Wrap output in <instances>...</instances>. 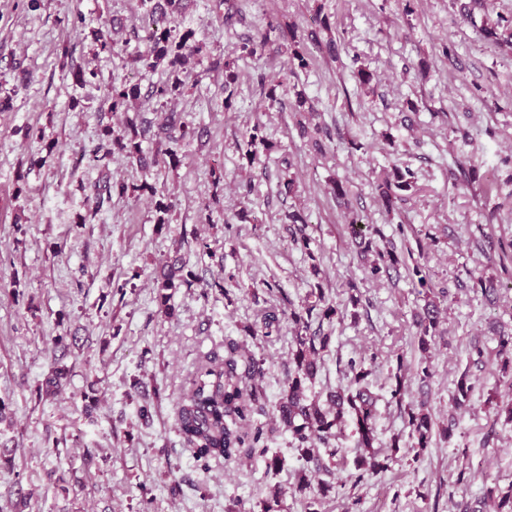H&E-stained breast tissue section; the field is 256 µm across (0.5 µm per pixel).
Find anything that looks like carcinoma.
<instances>
[{
  "label": "carcinoma",
  "mask_w": 512,
  "mask_h": 512,
  "mask_svg": "<svg viewBox=\"0 0 512 512\" xmlns=\"http://www.w3.org/2000/svg\"><path fill=\"white\" fill-rule=\"evenodd\" d=\"M169 12L167 18L159 22L149 32V46L131 56V62L145 72L162 69L166 78L153 86V97L166 103L186 93L187 85L183 78L189 60L194 56H202L206 52L203 42L196 39L192 29L181 28L177 17L183 13V0H166ZM483 30L487 38L500 39L499 29L512 24V18L499 12L484 8L482 18ZM288 53L290 59L298 60L299 66L307 65L306 54L300 50L295 30H288ZM238 72L234 60L224 61V106L232 103ZM140 97V86L125 84L120 87L111 86L104 104L108 111L117 114L125 112ZM148 131L145 120L128 117L125 123L117 128H106L104 143L92 150V160L100 162L108 156L122 154L131 159L144 172L160 165L176 168L181 163V152L186 141L194 135L195 129L186 121L183 114L171 112L158 125L155 134L156 149L152 158H147L141 148V138ZM245 155L255 157L258 153H268L274 144L263 135V127L255 124L244 141ZM112 190L122 196L138 197L148 191L151 195L160 196L156 201V223L168 224L171 221V202L166 200L164 189L147 180L139 183L125 181L112 185ZM417 190L413 172L394 166L382 174L379 202L387 210L395 209L397 202ZM290 223L297 226L299 241L305 249H310L311 237L307 233L308 224L303 214L293 211L288 214ZM358 220H349L352 233L361 238L360 256L366 261L367 269L372 278L377 279L381 273L406 264V258L393 247H379L372 238L362 235L357 228ZM186 265L179 258L167 266L166 271L157 281L158 300L166 307L172 297V291L193 282L182 274ZM472 290L490 298L497 293V281L493 277H478L473 281ZM337 314V308L330 303L321 291L312 294V298L298 309L288 314V319L295 325L296 350L293 353L294 370L288 372L281 396L275 405L280 422L292 432L296 441L295 448L307 456L325 447L328 455L335 456L336 449L330 447V441L336 439L345 417L353 418L355 425L356 446L361 453L355 459L358 471L355 484L364 482L368 477L385 468L379 459V450L375 449L377 441L374 419L377 398L363 386L370 370L361 359L351 358L347 361V374L351 375L350 386L330 395L333 409H325L314 400L307 398L306 383L312 381L318 370L317 362L323 352L329 349L332 336L321 331V325ZM439 305L431 298L416 316L418 345L422 353H427L438 333ZM318 328H312L313 322ZM280 322L279 314L272 310L264 313L261 324L245 329L246 335L256 338L268 337L272 328ZM236 349H230V355L219 359L216 355H208L198 365L190 388L183 394L178 404L177 424L179 432L188 445L194 449L195 459L207 461L211 458L230 460L257 454L265 458L269 470H277L281 461L277 457H265L263 447L264 430L252 424L253 406L260 404L263 392L252 386L244 389L240 386L237 372L238 361L234 357ZM396 386L392 390L391 399L403 413L409 428V437L415 440L412 448L423 449L428 446L432 437L438 435L445 440L454 434L455 424L441 426L436 423L429 410L428 400L404 402L405 376L395 374ZM485 497L494 508V512H512V486L503 490L498 486L489 487Z\"/></svg>",
  "instance_id": "1"
}]
</instances>
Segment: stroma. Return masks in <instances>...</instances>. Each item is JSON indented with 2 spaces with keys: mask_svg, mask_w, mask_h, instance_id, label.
I'll return each mask as SVG.
<instances>
[{
  "mask_svg": "<svg viewBox=\"0 0 512 512\" xmlns=\"http://www.w3.org/2000/svg\"><path fill=\"white\" fill-rule=\"evenodd\" d=\"M26 3L0 0V512H261L274 485L283 489L281 512H482L486 485H512V421L502 411L512 404V369L497 355L498 330L512 329V257L501 252L512 242V50L487 39L481 12L462 17L453 0H191L182 21L208 55L191 64L188 90L170 108L188 114L198 134L177 169L150 175L174 205L171 222L158 225L147 195L115 194L94 208L88 195L102 177L129 182L141 173L120 155L84 156L124 121L104 104L108 84L136 76L139 112L150 118L161 109L151 95L158 74H134L127 52L99 51L94 40L95 30L117 28L131 48L146 49L151 26L137 0H41L34 12ZM318 7L331 32L317 31ZM272 16L295 24L303 45L334 39L335 54L316 53L310 68L285 74L282 41L266 30ZM263 35L261 52L236 59L233 105L224 109L225 58ZM66 45L75 66L97 72L94 82L77 85L63 69ZM361 67L374 76L371 88L356 77ZM264 78L278 82L279 106L264 103ZM300 96L334 140L318 148L300 133L289 110ZM257 123L275 149L252 161L241 145ZM30 126L43 129V140L26 138ZM395 164L418 186L397 216L378 203L379 178ZM289 166L299 175L293 197L282 186ZM334 178L349 185L348 207L327 192ZM217 180L223 192L214 191ZM206 203L210 224L200 219ZM247 203L253 213L243 221ZM293 209L308 223L309 248L284 220ZM353 214L364 232L379 230L398 252H412L435 288L447 290L428 356L413 324L423 296L405 267L368 277L348 225ZM177 250L193 285L177 288L164 308L155 270ZM482 275L498 278L496 300L469 292ZM317 286L339 314L322 326L332 343L308 396L325 400L347 384L348 359L364 357L378 398L386 466L359 485L353 428L334 440L336 456L323 470L273 415L292 366L293 323L281 320L266 338L243 332L264 311L300 307ZM56 336L68 350H53ZM232 347L239 373L249 358L264 362L265 398L253 419L268 430L279 470L258 457L200 466L177 428L199 360ZM423 361L426 379L417 372ZM61 366L69 371L63 392L46 396ZM399 370L410 398L428 397L438 420L455 423L451 440L433 437L418 457L390 402ZM464 373L474 390L458 409ZM174 481L177 496L168 492Z\"/></svg>",
  "mask_w": 512,
  "mask_h": 512,
  "instance_id": "obj_1",
  "label": "stroma"
}]
</instances>
